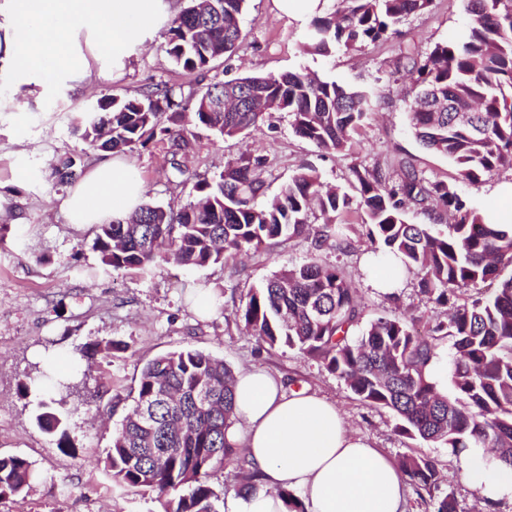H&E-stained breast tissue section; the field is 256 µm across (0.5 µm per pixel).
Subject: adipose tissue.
I'll return each instance as SVG.
<instances>
[{"mask_svg": "<svg viewBox=\"0 0 512 512\" xmlns=\"http://www.w3.org/2000/svg\"><path fill=\"white\" fill-rule=\"evenodd\" d=\"M10 27L0 54L19 82L33 77L79 81L94 49L120 60L164 24L172 0H4ZM86 43H79V33ZM143 182L131 164L105 159L70 188L62 207L73 224H101L130 215ZM236 423L229 443L243 448L258 473L253 491L230 497L225 512H287L278 492H297L306 512H405L399 466L348 428L336 406L316 394L286 392L260 368L237 373ZM467 481L488 501L512 498V468L481 448L463 452Z\"/></svg>", "mask_w": 512, "mask_h": 512, "instance_id": "obj_1", "label": "adipose tissue"}]
</instances>
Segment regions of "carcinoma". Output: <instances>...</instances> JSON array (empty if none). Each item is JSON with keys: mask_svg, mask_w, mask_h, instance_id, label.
<instances>
[{"mask_svg": "<svg viewBox=\"0 0 512 512\" xmlns=\"http://www.w3.org/2000/svg\"><path fill=\"white\" fill-rule=\"evenodd\" d=\"M190 2L169 24L166 53L175 66L205 73L243 40L245 0H212L208 13L198 10V0ZM432 2L338 0L333 11L313 19L308 49L323 54L375 44L399 34L409 16ZM468 12L463 39L439 42L423 58L408 53L399 67L409 85L415 138L477 186L489 172L512 170V0H468ZM450 104L472 110V122H457ZM371 106L368 94L299 70L216 78L203 89L156 83L135 95L101 99L76 130L86 146L113 155L167 142L170 180L182 184L191 175L177 156L188 149L192 126L235 137L272 112H286L298 136L341 153ZM266 166L262 156L230 162L217 178L197 181L184 204H144L131 223L97 224L92 248L105 268L140 273L162 264L205 268L302 235L313 236L317 249H343L350 243L337 217L357 206L367 217L368 239L396 258L400 273L419 271L420 293L448 308L447 320L435 322L430 333L431 340L451 343L450 393L425 375L430 340L414 335L401 318L379 317L348 339L361 316L357 290L336 268L316 261L285 267L251 289L238 308L245 327L270 348L320 358L364 404L396 413L401 434L453 453L487 448L512 466V224L486 223L466 197L410 166L400 168L396 182L378 167L352 166L353 197L302 168L259 206ZM78 176L72 156L52 167V179L62 185ZM429 203L433 223L409 222V205ZM316 212L318 228L311 225ZM479 281H495L497 288L463 297ZM234 385L223 360L197 349L146 362L129 392L132 406L112 434L106 465L113 479L166 497L164 512H219L220 495L208 477L226 462L240 465V489L255 487L258 474L225 439L236 421ZM55 404L42 402L35 423L64 449L66 415ZM399 467L417 489L438 488L431 457L405 453ZM37 478L28 459L0 456V499L26 495Z\"/></svg>", "mask_w": 512, "mask_h": 512, "instance_id": "cac0c4a2", "label": "carcinoma"}]
</instances>
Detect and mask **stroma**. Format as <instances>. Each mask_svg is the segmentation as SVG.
I'll return each instance as SVG.
<instances>
[{
    "label": "stroma",
    "instance_id": "1",
    "mask_svg": "<svg viewBox=\"0 0 512 512\" xmlns=\"http://www.w3.org/2000/svg\"><path fill=\"white\" fill-rule=\"evenodd\" d=\"M467 2L433 0L427 11L402 25L401 36L319 55L304 47L308 21L279 15L274 0H247L245 38L234 55L213 63L212 74L229 80L304 69L372 93L377 109L363 119L348 152L321 151L295 134L287 113L276 112L234 138L193 128L185 164L192 173L209 177L242 156H265L266 194L271 197L304 167L315 168L326 185L344 188L353 164L377 166L393 176L404 162L425 178L454 187L474 207L490 208L495 202L491 189L512 180V171L485 175L476 187L462 183L455 163L423 148L411 133L405 83L394 74L406 48L425 53L435 43L464 35L471 20ZM191 79L169 60L161 27L149 30L120 64H113L111 53H98L90 75L78 84L20 86L8 63L0 60V455L23 456L40 474L25 497L1 500L0 512H163L156 492L117 486L103 458L124 415L123 407L114 404L115 394L136 386L148 360L181 348L221 358L236 372L264 369L293 389L325 397L348 426L392 457L415 451L435 459L440 476L436 495L409 489L407 512H435V496L446 494L455 499L457 512H512L507 498L483 504L466 482L458 456L400 434L392 412L363 404L321 361L287 347L267 349L238 316L240 299L251 288L280 268L314 259L336 266L357 289L361 325L384 315L401 316L419 327L444 318L445 307L420 295L418 272L405 273L391 295L371 287L363 259L374 246L364 234L363 211L340 219L352 242L345 251L317 250L311 240L297 237L224 265H161L147 275L104 269L92 248V226L69 223L62 208L67 189L51 178V167L72 156L79 171L86 172L102 157L74 132L78 115L103 97L128 96L160 80ZM128 159L144 181V202L191 198L192 185L178 187L167 180L166 145L149 144ZM184 281L222 297V307L200 314L180 287ZM112 340L124 342L126 351H107ZM45 368L74 384L66 396L68 453L35 424L39 391L23 388Z\"/></svg>",
    "mask_w": 512,
    "mask_h": 512
}]
</instances>
